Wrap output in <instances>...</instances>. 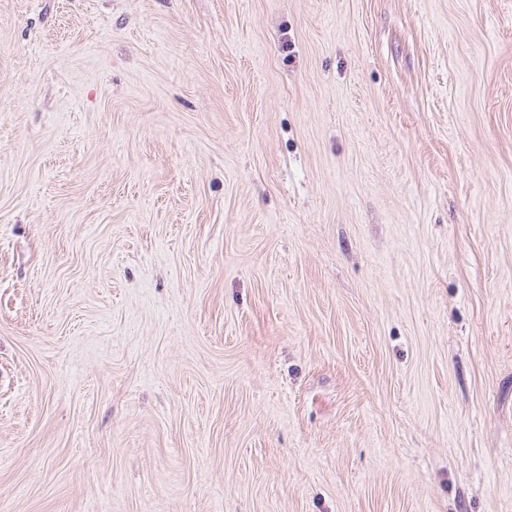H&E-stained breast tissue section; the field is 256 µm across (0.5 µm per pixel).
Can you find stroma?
Instances as JSON below:
<instances>
[{
    "mask_svg": "<svg viewBox=\"0 0 512 512\" xmlns=\"http://www.w3.org/2000/svg\"><path fill=\"white\" fill-rule=\"evenodd\" d=\"M0 512H512V0H0Z\"/></svg>",
    "mask_w": 512,
    "mask_h": 512,
    "instance_id": "obj_1",
    "label": "stroma"
}]
</instances>
